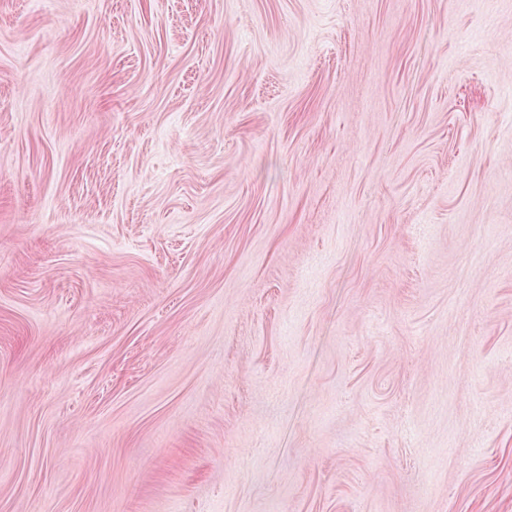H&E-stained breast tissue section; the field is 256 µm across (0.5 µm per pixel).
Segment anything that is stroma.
Listing matches in <instances>:
<instances>
[{
  "mask_svg": "<svg viewBox=\"0 0 512 512\" xmlns=\"http://www.w3.org/2000/svg\"><path fill=\"white\" fill-rule=\"evenodd\" d=\"M0 512H512V0H0Z\"/></svg>",
  "mask_w": 512,
  "mask_h": 512,
  "instance_id": "stroma-1",
  "label": "stroma"
}]
</instances>
